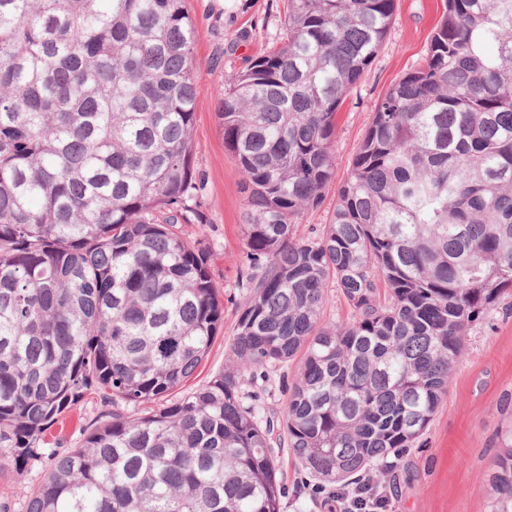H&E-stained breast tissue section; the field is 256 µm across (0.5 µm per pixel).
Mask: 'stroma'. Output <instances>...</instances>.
<instances>
[{"label": "stroma", "instance_id": "obj_1", "mask_svg": "<svg viewBox=\"0 0 512 512\" xmlns=\"http://www.w3.org/2000/svg\"><path fill=\"white\" fill-rule=\"evenodd\" d=\"M198 21L194 49L199 93L193 131V166L204 185L206 219L186 226L192 239L209 248L215 284L224 298V327L197 383L222 371L235 334L237 286L242 266V229L247 195L238 166L224 147L215 115L224 80L248 58L266 51L284 20L283 0H188ZM445 12V0H397L393 25L374 62L351 90L336 119L334 174L317 207L305 212L298 233L329 223L336 191L346 179L372 115L384 93L420 64L431 36ZM512 407V290L485 319L470 328L456 364L448 395L419 446L410 449L384 477L390 486L388 512H485L481 492L497 448L496 437ZM109 400L94 397L81 411L69 414L63 428L51 429L65 447L78 446L84 432L111 413ZM285 494L283 512H318L305 473L288 454H281ZM43 462L0 473V502L11 512H25L31 490L44 475Z\"/></svg>", "mask_w": 512, "mask_h": 512}]
</instances>
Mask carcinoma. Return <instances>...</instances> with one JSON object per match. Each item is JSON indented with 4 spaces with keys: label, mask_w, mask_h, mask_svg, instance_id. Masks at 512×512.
Listing matches in <instances>:
<instances>
[{
    "label": "carcinoma",
    "mask_w": 512,
    "mask_h": 512,
    "mask_svg": "<svg viewBox=\"0 0 512 512\" xmlns=\"http://www.w3.org/2000/svg\"><path fill=\"white\" fill-rule=\"evenodd\" d=\"M396 0H287L216 118L248 192L224 325L193 172L187 0H0V472L46 459L26 512H283L273 443L326 486L388 473L447 397L470 327L512 288V0H446L423 64L373 112L328 224L336 113ZM347 304L328 322L329 284ZM295 366L283 410L243 391ZM112 415L61 453L88 394ZM155 405L144 414L119 405ZM486 512H512V420Z\"/></svg>",
    "instance_id": "cac0c4a2"
}]
</instances>
